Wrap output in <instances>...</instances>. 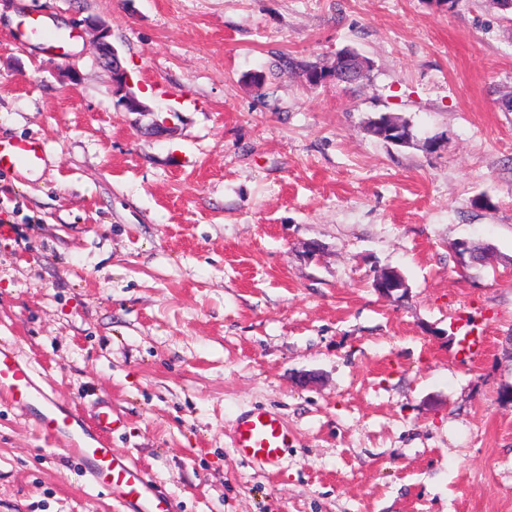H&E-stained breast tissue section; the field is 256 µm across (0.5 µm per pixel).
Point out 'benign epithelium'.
Returning a JSON list of instances; mask_svg holds the SVG:
<instances>
[{"mask_svg": "<svg viewBox=\"0 0 512 512\" xmlns=\"http://www.w3.org/2000/svg\"><path fill=\"white\" fill-rule=\"evenodd\" d=\"M72 28L92 33L99 60L110 73L112 91L118 97V105L122 106L127 112H134L143 117L153 115V110L131 90L130 73L123 66L117 49L112 45V33L109 27L93 17H85L73 21ZM339 59L340 65L338 68L313 74L310 76L311 81L319 85L338 80L343 72H351L359 78L364 77L369 72V61L360 55L341 54ZM387 126L390 128L389 138L394 144L409 146L413 143V134L410 127H406L396 120L387 122ZM373 287L385 299H403L409 293V286L405 278L395 268L380 270L373 279Z\"/></svg>", "mask_w": 512, "mask_h": 512, "instance_id": "1", "label": "benign epithelium"}]
</instances>
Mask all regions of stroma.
<instances>
[{
	"label": "stroma",
	"mask_w": 512,
	"mask_h": 512,
	"mask_svg": "<svg viewBox=\"0 0 512 512\" xmlns=\"http://www.w3.org/2000/svg\"><path fill=\"white\" fill-rule=\"evenodd\" d=\"M14 14L105 22L170 131L117 106L90 34L21 45ZM347 47L356 87L277 67ZM509 93L491 0H0V142L42 146L0 171V343L61 404L109 399L113 449L178 512H512ZM380 112L413 144L369 135ZM462 241L497 262L460 265ZM385 267L406 300L374 290ZM256 408L289 428L275 474L232 447ZM0 512L117 507L2 407Z\"/></svg>",
	"instance_id": "35a3bbf8"
}]
</instances>
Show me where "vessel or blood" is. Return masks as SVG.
<instances>
[{
	"label": "vessel or blood",
	"mask_w": 512,
	"mask_h": 512,
	"mask_svg": "<svg viewBox=\"0 0 512 512\" xmlns=\"http://www.w3.org/2000/svg\"><path fill=\"white\" fill-rule=\"evenodd\" d=\"M23 36L40 37L55 49H64L65 37L27 16ZM42 148L32 140L0 142V169L29 168L41 158ZM31 417L46 446L61 447L86 483L105 489L120 512H176L173 499L159 488L146 469L127 456L113 453L110 439L122 425L111 403L93 404L90 415L57 403L47 392L36 366L15 348L0 343V404ZM237 455L271 473L282 465L288 447V429L273 413L254 409L241 414L233 427Z\"/></svg>",
	"instance_id": "b4317fda"
}]
</instances>
